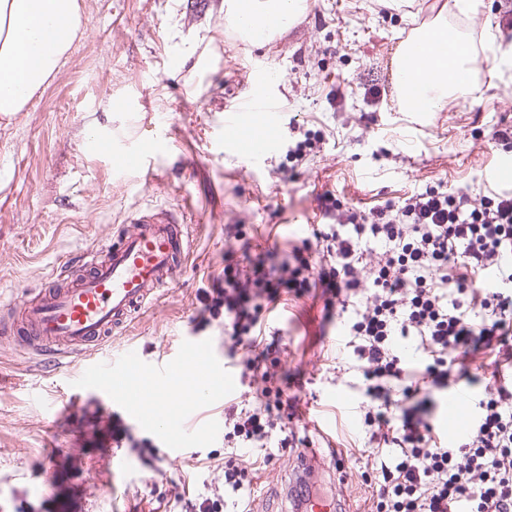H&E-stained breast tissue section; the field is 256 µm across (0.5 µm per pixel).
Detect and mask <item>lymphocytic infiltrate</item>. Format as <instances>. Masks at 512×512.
<instances>
[{"label":"lymphocytic infiltrate","instance_id":"obj_1","mask_svg":"<svg viewBox=\"0 0 512 512\" xmlns=\"http://www.w3.org/2000/svg\"><path fill=\"white\" fill-rule=\"evenodd\" d=\"M326 230L288 250L236 260L203 289L199 326L224 320L225 356L254 383L255 407L224 409V496L177 497L180 512H225L228 499L250 494L252 480L236 462L237 443L267 449L286 433L297 399L288 391L280 333L262 316L282 294L312 287L332 296L370 299L347 322L345 347L361 364L368 433L365 474L373 478L376 512H512V188L492 191L482 208L466 192L428 186L361 212L331 193L319 197ZM495 288H477L485 272ZM412 337L423 368H404L393 334ZM479 353L486 382L478 418L465 443L442 445L427 416L433 391L447 388L449 350Z\"/></svg>","mask_w":512,"mask_h":512}]
</instances>
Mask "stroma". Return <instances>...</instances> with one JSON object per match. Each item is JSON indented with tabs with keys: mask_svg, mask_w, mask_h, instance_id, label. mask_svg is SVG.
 <instances>
[{
	"mask_svg": "<svg viewBox=\"0 0 512 512\" xmlns=\"http://www.w3.org/2000/svg\"><path fill=\"white\" fill-rule=\"evenodd\" d=\"M460 14L454 0H411L372 13L368 0H310L298 20L269 41L250 46L226 24L225 0H77L81 36L65 63L21 112L0 116V301L20 299L78 252L124 232L128 216L148 205L181 209L192 244L191 266L161 302L137 315L124 335L102 347L111 357L136 348L144 362L171 358L185 337L200 335L224 356V322L195 325L199 293L224 267V227L257 225L263 250L302 243L319 219L317 197L331 192L369 209L426 185L444 184L480 201L485 177L504 149L492 125L512 122V58L504 57L492 22L498 0H474ZM444 17L467 44H480L496 67H474L477 97L454 111H398L396 54L405 35ZM278 73L288 107L322 139L314 157L283 169L280 141L243 175V158L225 148V104L247 91L249 62ZM132 110H123L125 101ZM150 177L121 169L116 156L153 141ZM341 312L327 314L321 290L282 297L263 325L281 331L288 378L301 400L291 427L317 422L320 436L364 444L351 419L364 400L362 377L338 369L344 358ZM77 364L51 372L36 357L0 339V512H52L40 494L44 454L56 457L58 500L68 512H151L181 492L223 495L224 435L179 450L129 421L125 432L150 441L152 463L129 445L109 448L112 403L89 390L65 394ZM297 449L271 460L242 448L238 462L253 477L248 512H279ZM342 476L324 473L348 512L374 491L364 464L348 456Z\"/></svg>",
	"mask_w": 512,
	"mask_h": 512,
	"instance_id": "obj_1",
	"label": "stroma"
}]
</instances>
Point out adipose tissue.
Returning a JSON list of instances; mask_svg holds the SVG:
<instances>
[{
    "label": "adipose tissue",
    "instance_id": "1",
    "mask_svg": "<svg viewBox=\"0 0 512 512\" xmlns=\"http://www.w3.org/2000/svg\"><path fill=\"white\" fill-rule=\"evenodd\" d=\"M79 31L76 0H0V115L24 109Z\"/></svg>",
    "mask_w": 512,
    "mask_h": 512
}]
</instances>
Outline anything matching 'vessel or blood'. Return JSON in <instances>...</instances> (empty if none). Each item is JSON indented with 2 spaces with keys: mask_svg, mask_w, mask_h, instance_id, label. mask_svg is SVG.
Masks as SVG:
<instances>
[{
  "mask_svg": "<svg viewBox=\"0 0 512 512\" xmlns=\"http://www.w3.org/2000/svg\"><path fill=\"white\" fill-rule=\"evenodd\" d=\"M397 70L402 109L423 111V84L437 81L438 72L419 39H406ZM248 88L246 96L224 109V142L249 163L276 146L281 107L265 66L249 69ZM129 222L130 231L116 242L80 253L35 297L0 311V335L20 340L40 361L56 368L65 359L83 357L79 388L108 398L121 418H142L145 399H152L155 413L145 420L147 427L169 447L180 448L186 443L184 413L234 392L237 374L231 366L218 364L208 341L200 337L184 343L179 359L157 367H145L132 351L112 361L95 358V351L121 333L135 313L177 284L188 265L191 244L182 211L150 205L136 211ZM181 373L191 374L194 384L182 406L175 408L167 384ZM339 466L338 460L303 451L284 491L288 512H344L335 495L317 491L320 474Z\"/></svg>",
  "mask_w": 512,
  "mask_h": 512,
  "instance_id": "b4317fda",
  "label": "vessel or blood"
}]
</instances>
